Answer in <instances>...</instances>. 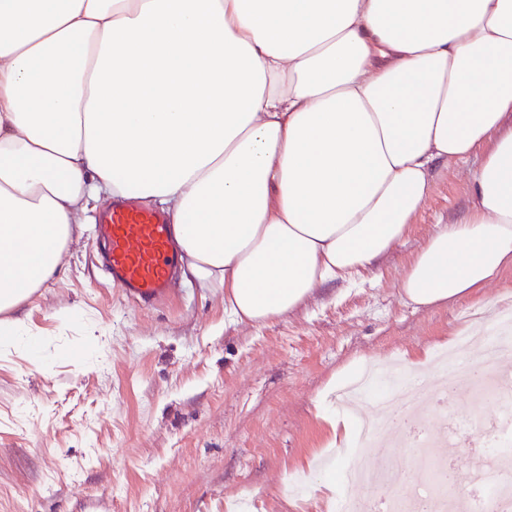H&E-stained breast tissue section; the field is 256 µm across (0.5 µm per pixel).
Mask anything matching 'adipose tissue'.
<instances>
[{
    "label": "adipose tissue",
    "mask_w": 512,
    "mask_h": 512,
    "mask_svg": "<svg viewBox=\"0 0 512 512\" xmlns=\"http://www.w3.org/2000/svg\"><path fill=\"white\" fill-rule=\"evenodd\" d=\"M475 155L418 308L512 268V0H0V334L90 200L164 203L183 274L258 326L371 272Z\"/></svg>",
    "instance_id": "ef3b65f1"
}]
</instances>
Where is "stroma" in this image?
Here are the masks:
<instances>
[{
  "instance_id": "1",
  "label": "stroma",
  "mask_w": 512,
  "mask_h": 512,
  "mask_svg": "<svg viewBox=\"0 0 512 512\" xmlns=\"http://www.w3.org/2000/svg\"><path fill=\"white\" fill-rule=\"evenodd\" d=\"M477 159L437 169L409 235L353 288L317 289L259 327L224 316V291L179 278L164 303L125 298L89 221L58 274L14 315L37 348L0 338V512H329L349 489L330 449L343 415L321 394L346 370L435 355L512 306V270L454 307L414 309L405 262L461 219ZM323 471L334 491L288 481Z\"/></svg>"
}]
</instances>
